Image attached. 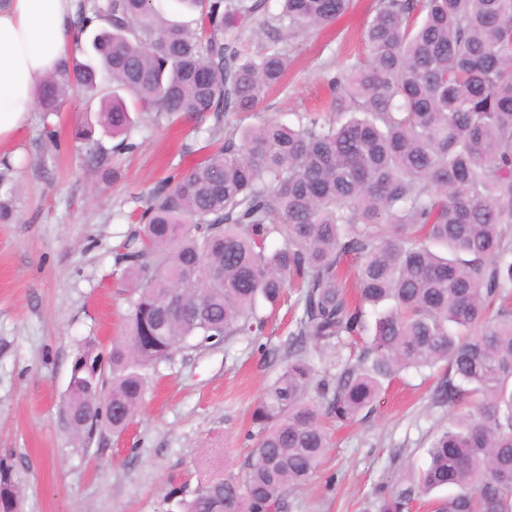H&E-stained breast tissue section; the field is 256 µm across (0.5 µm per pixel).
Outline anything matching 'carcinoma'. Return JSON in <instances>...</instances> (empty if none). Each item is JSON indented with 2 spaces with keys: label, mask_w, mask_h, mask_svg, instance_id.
I'll return each instance as SVG.
<instances>
[{
  "label": "carcinoma",
  "mask_w": 512,
  "mask_h": 512,
  "mask_svg": "<svg viewBox=\"0 0 512 512\" xmlns=\"http://www.w3.org/2000/svg\"><path fill=\"white\" fill-rule=\"evenodd\" d=\"M176 2L198 11L195 28L162 23L155 0H76L69 29L85 59L66 52L36 98L46 117L74 94L100 98L103 134L131 150L123 90L158 123L193 121L185 150L205 151L130 215L116 256L129 313L109 350L88 340L74 353L72 434L125 432L148 371L208 343L257 341L260 309L294 287V329L257 347L279 370L252 412L250 455L187 498L173 489L179 512H288L330 447L323 417L364 419L383 381L435 368L434 400L453 414L424 470L374 488L379 512H410L436 489L453 493L433 512H512V0H378L366 54L329 81V116L244 127L227 115L257 111L302 38L353 0H279L277 13L270 0ZM83 141L101 164V140ZM13 192L0 162L1 219ZM22 497L1 458L0 512Z\"/></svg>",
  "instance_id": "carcinoma-1"
}]
</instances>
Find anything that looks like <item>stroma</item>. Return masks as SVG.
I'll return each instance as SVG.
<instances>
[{"mask_svg": "<svg viewBox=\"0 0 512 512\" xmlns=\"http://www.w3.org/2000/svg\"><path fill=\"white\" fill-rule=\"evenodd\" d=\"M376 0L308 34L286 87L269 92L249 123L296 124L299 112L325 104L329 76L363 50L362 30ZM97 105L68 101L60 112H32L0 159L16 169L14 218L0 223V458L24 490L21 512H173L167 494L207 466L235 468L247 457L251 413L277 366L258 344L274 347L292 328L287 308L272 314L258 343L236 338L177 354L150 378V389L120 435L79 447L60 416L77 346L110 345L128 302L115 256L130 229L133 197L146 195L181 156L189 121L155 126L134 113L135 147L103 137L105 166L88 170L79 132L97 123ZM56 131L58 145L43 136ZM435 378L402 372L386 385L374 414L333 432L320 469L290 497L288 512H377L374 486L399 477L394 453L425 467L435 431L451 411L434 403Z\"/></svg>", "mask_w": 512, "mask_h": 512, "instance_id": "obj_1", "label": "stroma"}]
</instances>
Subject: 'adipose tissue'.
<instances>
[{"instance_id": "ef3b65f1", "label": "adipose tissue", "mask_w": 512, "mask_h": 512, "mask_svg": "<svg viewBox=\"0 0 512 512\" xmlns=\"http://www.w3.org/2000/svg\"><path fill=\"white\" fill-rule=\"evenodd\" d=\"M74 0H8L0 8V142L28 121L35 95L71 50Z\"/></svg>"}]
</instances>
